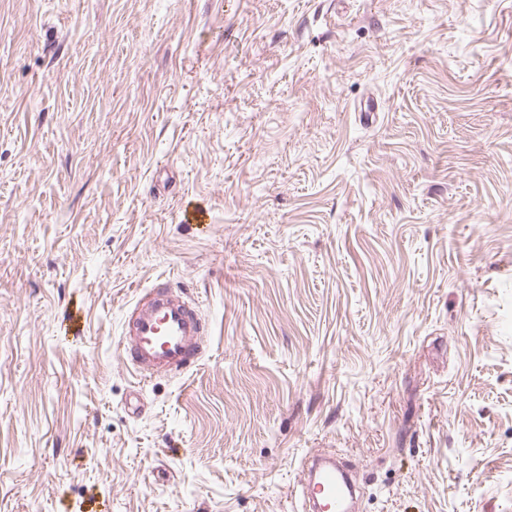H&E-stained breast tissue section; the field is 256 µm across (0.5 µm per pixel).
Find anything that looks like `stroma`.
I'll use <instances>...</instances> for the list:
<instances>
[{
	"label": "stroma",
	"instance_id": "35a3bbf8",
	"mask_svg": "<svg viewBox=\"0 0 512 512\" xmlns=\"http://www.w3.org/2000/svg\"><path fill=\"white\" fill-rule=\"evenodd\" d=\"M210 333L146 386L123 307ZM512 512V0H0V512ZM176 288L157 282L126 304L122 355L140 382L186 374L199 360L204 319L195 302ZM304 476L297 492L313 498V511L347 512V496L350 488L344 470L336 463L334 454L327 452L325 456H313L302 465ZM319 496V497H318ZM320 498V500H319Z\"/></svg>",
	"mask_w": 512,
	"mask_h": 512
}]
</instances>
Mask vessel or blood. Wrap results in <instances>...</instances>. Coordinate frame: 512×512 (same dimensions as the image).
Masks as SVG:
<instances>
[{"instance_id": "obj_1", "label": "vessel or blood", "mask_w": 512, "mask_h": 512, "mask_svg": "<svg viewBox=\"0 0 512 512\" xmlns=\"http://www.w3.org/2000/svg\"><path fill=\"white\" fill-rule=\"evenodd\" d=\"M122 355L139 380L161 375H183L198 360L206 334L195 302L170 282L155 283L127 303L122 323ZM308 479L300 494L317 499L321 512H347L350 488L334 454L312 457L302 466Z\"/></svg>"}]
</instances>
